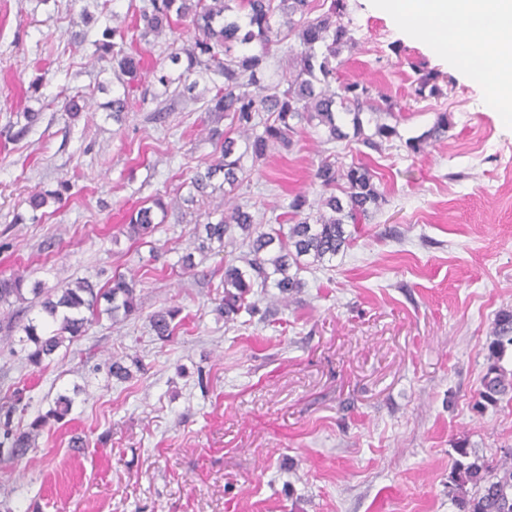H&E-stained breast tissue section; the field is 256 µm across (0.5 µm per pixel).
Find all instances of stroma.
<instances>
[{
	"label": "stroma",
	"mask_w": 512,
	"mask_h": 512,
	"mask_svg": "<svg viewBox=\"0 0 512 512\" xmlns=\"http://www.w3.org/2000/svg\"><path fill=\"white\" fill-rule=\"evenodd\" d=\"M142 4L0 0V278L58 290L121 273L139 303L123 321L93 318L38 368L0 329V398L23 390L22 423L58 395L74 400L24 459L0 458V500L13 512H457V445L487 460L512 448V399L473 407L492 323L512 310V123L443 52L372 0H347L356 43L336 76L391 99L397 137L376 152L308 127L290 150L244 158L233 191L190 204L192 177L218 156L212 93L203 80L198 101L181 102L154 71L192 29L138 44L135 108L118 123L106 107L122 88L94 42L112 26L133 35ZM419 66L439 73V96H415ZM76 94L84 109L72 119L62 105ZM29 109L38 123L11 140ZM444 111L447 134L411 152L407 139ZM331 154L368 164L384 203L332 262L302 271L288 302L270 287L255 295L266 318L224 321V262L241 242L200 250L205 224L239 205L267 225L294 195L318 199L312 173ZM63 181L62 201L31 210L32 192ZM158 196L172 205L166 221L129 238L127 212ZM168 308L183 320L164 343L150 317ZM115 360L130 379L109 375Z\"/></svg>",
	"instance_id": "1"
}]
</instances>
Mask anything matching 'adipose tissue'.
I'll list each match as a JSON object with an SVG mask.
<instances>
[{
	"instance_id": "ef3b65f1",
	"label": "adipose tissue",
	"mask_w": 512,
	"mask_h": 512,
	"mask_svg": "<svg viewBox=\"0 0 512 512\" xmlns=\"http://www.w3.org/2000/svg\"><path fill=\"white\" fill-rule=\"evenodd\" d=\"M376 6L411 37L444 34V54L485 84L493 110L512 120V55L502 50L512 41V0H376Z\"/></svg>"
}]
</instances>
